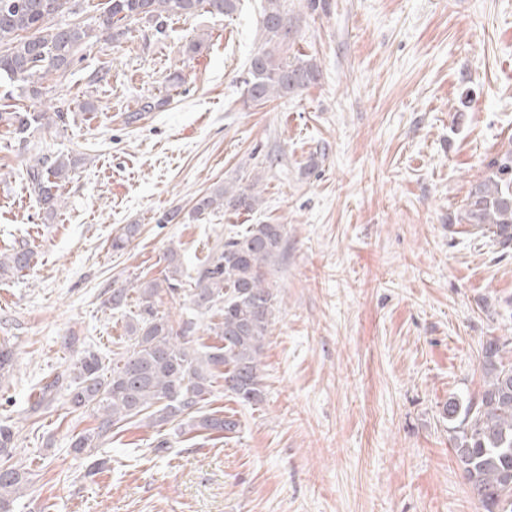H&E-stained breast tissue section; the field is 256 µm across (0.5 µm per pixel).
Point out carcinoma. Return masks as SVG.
Returning <instances> with one entry per match:
<instances>
[{
    "label": "carcinoma",
    "mask_w": 512,
    "mask_h": 512,
    "mask_svg": "<svg viewBox=\"0 0 512 512\" xmlns=\"http://www.w3.org/2000/svg\"><path fill=\"white\" fill-rule=\"evenodd\" d=\"M288 0H264L261 21L262 46L248 62L247 99L263 104L298 94L319 80L316 64L301 57L275 60V52L288 45L292 34ZM70 0H0V82L14 83L34 101L43 98V80L66 75L82 47L101 37L118 41L133 21L158 22L197 13L232 15L237 0H107L95 24L58 25L54 19L67 10ZM167 104L164 98L147 96L125 122L134 124ZM65 121L64 112L19 110L0 107V125L12 129L20 140L32 131ZM77 160L64 155L48 162L36 159L26 165L23 179L29 193L42 205L45 220L61 207L60 183L69 179ZM260 203L257 183L245 188L222 186L199 197L190 215L199 216L225 208L251 212ZM473 233L490 234L502 248L512 247V141L487 164L482 180L472 185L458 218ZM140 226L126 224L112 237V250L120 252L139 234ZM286 249L281 224H251L224 238L209 255L193 281L191 302L200 314L216 311L221 321L210 331L220 346H192V322L176 327L157 309L162 294L178 291L180 255L167 254L168 275L148 280L138 288L141 307L129 324L131 344L112 354L106 365L98 353L83 352L69 371L46 384L37 407H49L60 392L77 412L92 411L97 427L77 434L71 442L79 455L97 448L114 430L140 422L147 426L177 425L180 433H234L238 420L205 411L215 376L224 379V393L245 405L264 399L262 353L275 315L276 294L267 281L268 268ZM28 249L0 256V278L30 267ZM512 337L492 336L482 346L485 386L476 401L463 404L450 398L442 405V418L456 423L452 451L455 461L485 512H512V488L504 483L512 473ZM12 346L0 342V378L13 368ZM14 433L0 425V512H13L14 502L30 484L29 472L11 463Z\"/></svg>",
    "instance_id": "obj_1"
}]
</instances>
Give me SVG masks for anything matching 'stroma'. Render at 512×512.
I'll list each match as a JSON object with an SVG mask.
<instances>
[{
    "label": "stroma",
    "mask_w": 512,
    "mask_h": 512,
    "mask_svg": "<svg viewBox=\"0 0 512 512\" xmlns=\"http://www.w3.org/2000/svg\"><path fill=\"white\" fill-rule=\"evenodd\" d=\"M326 3L288 0L287 54L320 71L295 97L247 102L263 0H240L230 16L173 18L161 34L134 23L119 42L82 48L45 83L67 125L23 143L0 131V254L35 253L0 280V340L14 350L0 424L31 474L14 512H484L440 410L479 396L483 343L512 336V251L457 221L512 141V0ZM102 68L108 82H93ZM148 95L169 103L125 124ZM61 154L81 162L47 221L22 172ZM253 182L252 212L158 221L216 186ZM127 224L140 233L113 252ZM251 224L284 225L287 240L268 276L263 403L219 384L209 407L233 413L238 432L185 434L159 452L158 428L135 425L75 455L93 412L34 406L83 351L128 345L137 299L112 308L113 288L163 279L170 248L190 282ZM95 457L108 461L97 474Z\"/></svg>",
    "instance_id": "1"
}]
</instances>
